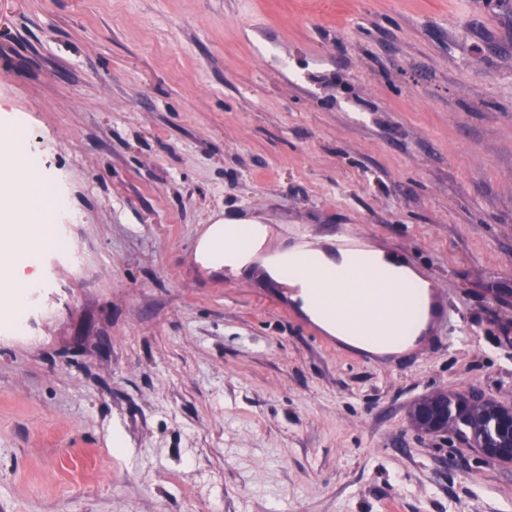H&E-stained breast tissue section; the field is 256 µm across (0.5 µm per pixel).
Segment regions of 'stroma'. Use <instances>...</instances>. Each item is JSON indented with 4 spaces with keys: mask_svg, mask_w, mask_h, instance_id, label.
Returning <instances> with one entry per match:
<instances>
[{
    "mask_svg": "<svg viewBox=\"0 0 512 512\" xmlns=\"http://www.w3.org/2000/svg\"><path fill=\"white\" fill-rule=\"evenodd\" d=\"M15 122L80 262L0 333V512H512L410 417L512 406V0H0ZM219 217L405 253L453 318L373 365L203 269Z\"/></svg>",
    "mask_w": 512,
    "mask_h": 512,
    "instance_id": "35a3bbf8",
    "label": "stroma"
}]
</instances>
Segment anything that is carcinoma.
<instances>
[{"instance_id": "carcinoma-1", "label": "carcinoma", "mask_w": 512, "mask_h": 512, "mask_svg": "<svg viewBox=\"0 0 512 512\" xmlns=\"http://www.w3.org/2000/svg\"><path fill=\"white\" fill-rule=\"evenodd\" d=\"M512 413V407L501 405L481 396L466 397L438 393L417 403L411 412L414 427L423 433L434 434L452 430L468 444L484 450L503 448L504 463L511 464L512 434L502 429V421Z\"/></svg>"}]
</instances>
